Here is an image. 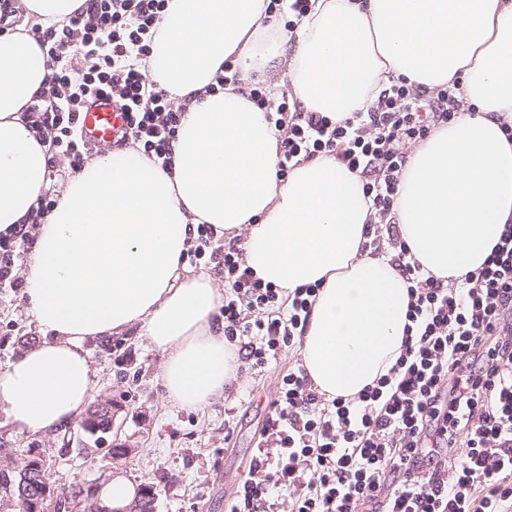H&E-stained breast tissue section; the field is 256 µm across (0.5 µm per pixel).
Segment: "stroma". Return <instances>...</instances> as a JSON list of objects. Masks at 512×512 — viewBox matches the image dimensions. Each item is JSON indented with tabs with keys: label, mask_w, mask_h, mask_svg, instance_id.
<instances>
[{
	"label": "stroma",
	"mask_w": 512,
	"mask_h": 512,
	"mask_svg": "<svg viewBox=\"0 0 512 512\" xmlns=\"http://www.w3.org/2000/svg\"><path fill=\"white\" fill-rule=\"evenodd\" d=\"M27 256L26 249L17 250L15 285L0 288V366L23 351L22 337L41 334L24 299ZM89 352L95 397L111 401L114 430L93 438L78 421L46 435H19L0 426V437L15 455L33 449L47 457L58 489L101 486L121 477L138 487H155V512H225L226 502L249 478L255 455L277 462L280 450L264 432L268 404L282 373L300 365L298 349L261 368L239 359L223 394L201 409L168 399L162 356L136 331L95 340ZM122 447L130 448V457L111 460L110 449Z\"/></svg>",
	"instance_id": "35a3bbf8"
}]
</instances>
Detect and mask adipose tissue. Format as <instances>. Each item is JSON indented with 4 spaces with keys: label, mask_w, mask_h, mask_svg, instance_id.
Here are the masks:
<instances>
[{
    "label": "adipose tissue",
    "mask_w": 512,
    "mask_h": 512,
    "mask_svg": "<svg viewBox=\"0 0 512 512\" xmlns=\"http://www.w3.org/2000/svg\"><path fill=\"white\" fill-rule=\"evenodd\" d=\"M85 0H7L0 30V237L33 225L26 304L43 340L0 367V413L20 434L64 429L93 399L88 340L137 329L164 360L176 405L201 408L235 375L216 323L220 294L190 273L195 225L241 238L243 259L283 292L319 284L302 366L326 399L357 398L395 364L407 284L372 252V202L331 155L279 179L281 133L248 101L256 75L286 78L305 111L367 109L392 78L459 84L473 112L414 147L394 201L413 258L440 279L477 269L512 222V0H313L294 31L265 0H170L143 65L185 111L172 167L129 147L89 160L32 223L47 148L28 106L49 89L35 30L62 27ZM230 77L217 89L218 76Z\"/></svg>",
    "instance_id": "ef3b65f1"
}]
</instances>
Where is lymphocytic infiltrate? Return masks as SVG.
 Listing matches in <instances>:
<instances>
[{
	"instance_id": "f902f5d3",
	"label": "lymphocytic infiltrate",
	"mask_w": 512,
	"mask_h": 512,
	"mask_svg": "<svg viewBox=\"0 0 512 512\" xmlns=\"http://www.w3.org/2000/svg\"><path fill=\"white\" fill-rule=\"evenodd\" d=\"M167 3L89 0L86 13L40 36L50 90L29 117L48 146L49 178L64 163L80 170L90 156L80 116L98 94L129 112V141L171 166L181 111L138 65ZM459 112L458 86L432 92L401 78L367 111L339 122L287 102L269 112L283 133L278 177L295 158L325 153L361 176L373 207L371 244L391 254L408 285L409 324L396 364L356 399L324 402L301 368L282 376L266 425L279 462L253 458L254 476L227 512H262L274 491L291 488V512H512V225L479 268L445 282L412 259L394 213L406 145ZM190 253L223 272L224 338L256 366L304 335L319 285L286 295L262 284L240 250L224 248L206 224Z\"/></svg>"
}]
</instances>
